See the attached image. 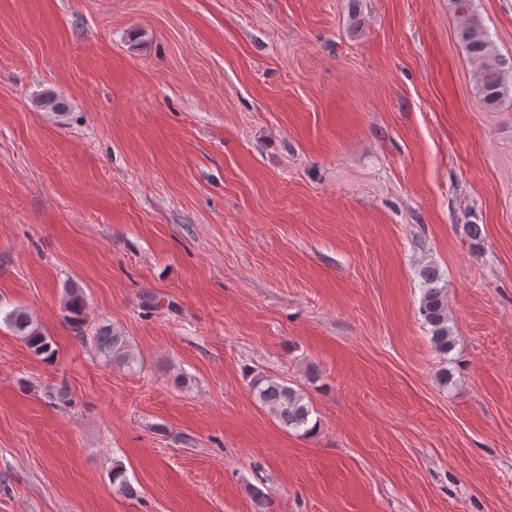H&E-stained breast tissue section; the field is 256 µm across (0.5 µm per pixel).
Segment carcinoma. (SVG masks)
Instances as JSON below:
<instances>
[{
	"mask_svg": "<svg viewBox=\"0 0 512 512\" xmlns=\"http://www.w3.org/2000/svg\"><path fill=\"white\" fill-rule=\"evenodd\" d=\"M453 10L461 19L458 37L478 66L477 90L488 107H495L509 92L507 71L484 29L482 20L474 7V0H451ZM422 297L419 312L426 324L431 326V343L435 351L448 354L455 345L453 329L448 326V295L438 286V271L426 266L422 269ZM28 345L38 354H53L47 338L32 330L25 335ZM96 343L99 353L120 364L132 365L134 356L127 349L124 337L106 331L97 332ZM250 388L255 399L268 408L286 429H302L308 434L313 406L300 387H294L285 380L273 376L255 379Z\"/></svg>",
	"mask_w": 512,
	"mask_h": 512,
	"instance_id": "1",
	"label": "carcinoma"
}]
</instances>
